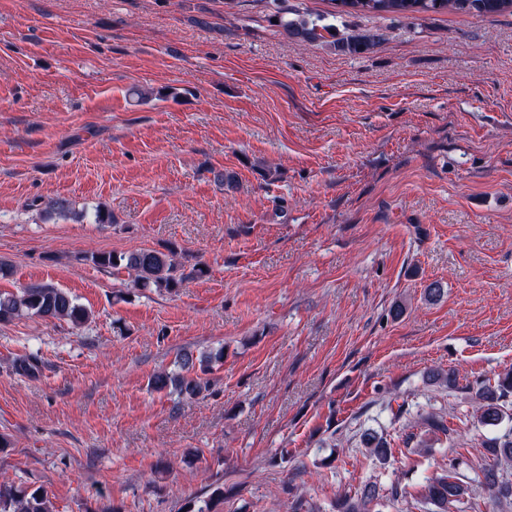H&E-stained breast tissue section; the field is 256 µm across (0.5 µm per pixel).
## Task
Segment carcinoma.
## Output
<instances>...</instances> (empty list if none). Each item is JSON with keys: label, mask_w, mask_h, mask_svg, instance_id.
I'll return each mask as SVG.
<instances>
[{"label": "carcinoma", "mask_w": 512, "mask_h": 512, "mask_svg": "<svg viewBox=\"0 0 512 512\" xmlns=\"http://www.w3.org/2000/svg\"><path fill=\"white\" fill-rule=\"evenodd\" d=\"M339 15L395 14L415 15L454 12L470 16L512 13V0H333ZM285 35L298 43H324L345 53L361 55L371 52L379 43L380 35L372 30L359 29L346 35H338L336 26L323 23V18H313L307 13L296 12L293 16L277 17ZM101 268L114 272L126 270L135 274V285L155 288L170 294L177 292L189 278L174 251L162 252L140 249L129 254L98 253L91 257ZM36 315L45 319H67L79 326L88 317L87 311L78 305L66 291L51 284L33 283L17 293H0V322L22 314ZM224 359L219 349L194 360L183 353L177 357V371H159L151 377L156 391L175 389L181 393H194L200 387L196 373H206L211 366ZM432 384H442L450 390L458 388V381L451 371L433 370L428 375ZM472 415L481 426H499L507 416V398L512 395V368L499 374L495 384L475 382L470 388ZM368 456L381 463L392 455L386 441L373 432L365 437ZM491 458L481 468L477 482L486 493L488 512H496L503 503L512 499V480L506 471L512 468V427L489 447ZM462 461L458 457L448 459V464L426 478L419 492V499L433 506L432 512H448L456 508L469 494L470 482L460 472ZM380 498L379 488L367 483L355 496H345L336 501V512H374ZM0 512H53L48 493L42 488L19 490L12 485L0 484Z\"/></svg>", "instance_id": "obj_1"}]
</instances>
